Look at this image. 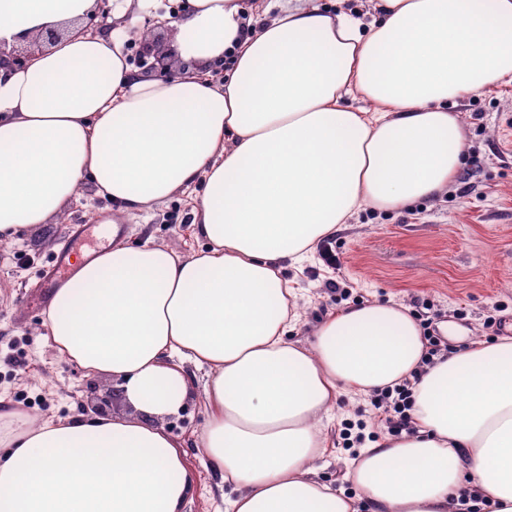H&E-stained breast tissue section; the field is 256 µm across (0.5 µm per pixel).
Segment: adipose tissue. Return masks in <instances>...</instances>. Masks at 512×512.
I'll use <instances>...</instances> for the list:
<instances>
[{
  "mask_svg": "<svg viewBox=\"0 0 512 512\" xmlns=\"http://www.w3.org/2000/svg\"><path fill=\"white\" fill-rule=\"evenodd\" d=\"M155 2L112 0L91 36L100 0H0V46L57 35L26 68H0V241L89 187L115 223L192 192L206 243L77 260L47 313L53 348L119 379L136 414L0 406V512H185L195 477L162 420L183 407L190 364L208 369L201 450L235 493L225 512H456L465 494L512 512V336L448 326L456 349L427 366L409 308L374 300L293 342L282 275L362 208L453 184L466 136L451 106L512 76V0H381L371 22L303 0L250 16L241 0H181L168 24L184 66L145 79L124 31ZM406 380L415 432L360 449L345 473L356 495L321 481L338 396Z\"/></svg>",
  "mask_w": 512,
  "mask_h": 512,
  "instance_id": "adipose-tissue-1",
  "label": "adipose tissue"
}]
</instances>
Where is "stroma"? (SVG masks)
<instances>
[{
    "instance_id": "stroma-1",
    "label": "stroma",
    "mask_w": 512,
    "mask_h": 512,
    "mask_svg": "<svg viewBox=\"0 0 512 512\" xmlns=\"http://www.w3.org/2000/svg\"><path fill=\"white\" fill-rule=\"evenodd\" d=\"M467 135L466 168L475 175L469 192L451 186L437 199L417 203L416 214L365 209L336 234L340 274L353 300L393 301L411 311L431 304L433 329L453 322L492 341L512 336V80L459 102ZM106 203L83 190L67 211L35 232H21L0 243V398L11 406L66 418L98 410L102 415H133L118 394L119 382L88 377L60 359L44 325L49 307L41 288L43 274L69 232L102 213ZM190 197L175 195L149 214L126 218L122 238L138 246L145 240L176 248L183 255L202 249L192 232ZM282 275L296 288L301 319L290 339L306 340L324 315L337 307L325 287L332 275L318 258L302 268L284 264ZM498 320L500 328L490 327ZM187 401L165 418L180 442L196 483L186 512H224L219 478L199 450L206 426V368L190 367ZM328 431L330 452L320 461V478L342 486L350 451L341 445L345 424L378 428L370 399L342 395Z\"/></svg>"
}]
</instances>
